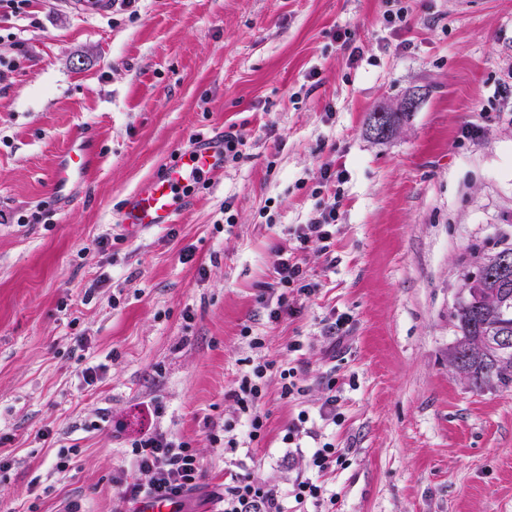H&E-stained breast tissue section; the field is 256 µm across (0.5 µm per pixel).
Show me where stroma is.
<instances>
[{
  "label": "stroma",
  "instance_id": "stroma-1",
  "mask_svg": "<svg viewBox=\"0 0 512 512\" xmlns=\"http://www.w3.org/2000/svg\"><path fill=\"white\" fill-rule=\"evenodd\" d=\"M409 4L400 33L384 0H139L133 21L0 0V57L16 62L0 69V512H116L124 440L151 425L201 460L183 512H221L233 473L290 497L319 441L338 446L335 512H512V386L475 387L448 362L469 278L512 246V0ZM418 87L392 136L368 135L370 112ZM81 125L95 164L47 203ZM228 132L240 158L195 185L178 223L119 224L129 193ZM334 194L331 253L301 255L317 292L270 321L257 297L278 296L275 251ZM247 357L276 363L267 432L226 453L210 436L248 439L230 395ZM82 361L101 367L83 393ZM333 393L336 423L320 417ZM302 411L312 432L288 446Z\"/></svg>",
  "mask_w": 512,
  "mask_h": 512
}]
</instances>
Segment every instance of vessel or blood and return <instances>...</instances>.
Instances as JSON below:
<instances>
[{"label": "vessel or blood", "instance_id": "1", "mask_svg": "<svg viewBox=\"0 0 512 512\" xmlns=\"http://www.w3.org/2000/svg\"><path fill=\"white\" fill-rule=\"evenodd\" d=\"M93 161L92 150L82 133H75L69 150L55 168L49 201L61 198L66 186L85 173ZM224 172V142L201 139L177 163L169 165L162 175L130 193L121 212V222L130 228L176 223L185 206L182 186L197 176L217 177Z\"/></svg>", "mask_w": 512, "mask_h": 512}]
</instances>
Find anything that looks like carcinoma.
Listing matches in <instances>:
<instances>
[{
    "mask_svg": "<svg viewBox=\"0 0 512 512\" xmlns=\"http://www.w3.org/2000/svg\"><path fill=\"white\" fill-rule=\"evenodd\" d=\"M472 288L455 310L460 336L450 352V365L477 386L494 381L508 387L512 350L498 348V338H512V268L505 274L483 271Z\"/></svg>",
    "mask_w": 512,
    "mask_h": 512,
    "instance_id": "carcinoma-1",
    "label": "carcinoma"
}]
</instances>
